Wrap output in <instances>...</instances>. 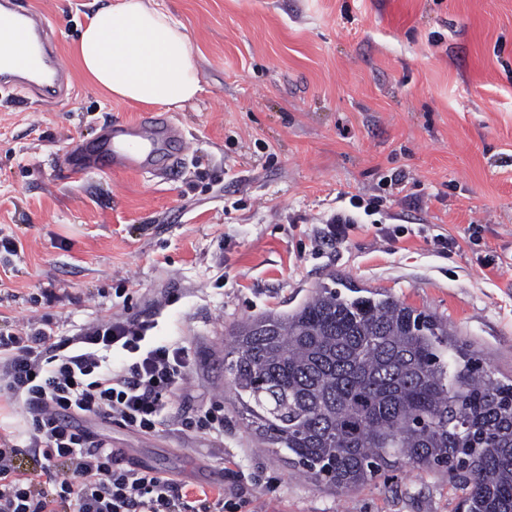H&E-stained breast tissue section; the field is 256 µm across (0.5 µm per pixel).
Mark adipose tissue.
Wrapping results in <instances>:
<instances>
[{
	"label": "adipose tissue",
	"mask_w": 512,
	"mask_h": 512,
	"mask_svg": "<svg viewBox=\"0 0 512 512\" xmlns=\"http://www.w3.org/2000/svg\"><path fill=\"white\" fill-rule=\"evenodd\" d=\"M75 54L90 82L116 99L179 109L202 90L188 33L153 0H114L98 10Z\"/></svg>",
	"instance_id": "ef3b65f1"
}]
</instances>
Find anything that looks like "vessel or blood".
<instances>
[{"label": "vessel or blood", "instance_id": "vessel-or-blood-1", "mask_svg": "<svg viewBox=\"0 0 512 512\" xmlns=\"http://www.w3.org/2000/svg\"><path fill=\"white\" fill-rule=\"evenodd\" d=\"M2 13L11 16L13 26L0 36L12 41L14 48L0 66V88L31 92L46 102H64L68 70L58 48L43 36V17L38 11L20 8L17 0H0ZM180 143L178 128L163 116L111 125L95 140L73 149L70 172L78 175L105 166L140 171L155 157L172 161L180 153Z\"/></svg>", "mask_w": 512, "mask_h": 512}]
</instances>
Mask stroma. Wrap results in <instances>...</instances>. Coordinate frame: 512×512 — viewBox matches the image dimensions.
<instances>
[{
	"instance_id": "35a3bbf8",
	"label": "stroma",
	"mask_w": 512,
	"mask_h": 512,
	"mask_svg": "<svg viewBox=\"0 0 512 512\" xmlns=\"http://www.w3.org/2000/svg\"><path fill=\"white\" fill-rule=\"evenodd\" d=\"M112 0H30L62 53L64 104L0 91V328L61 336L112 312L185 339L188 395L164 432L89 421L134 462L248 512H463L446 472L403 467L340 495L258 447L224 373L233 327L287 314L338 276L437 314L512 379V0H155L203 91L168 118L171 174L64 178L76 140L134 121L78 69L80 25ZM360 207H352L351 198ZM347 237H322L336 211ZM50 302L33 304L41 289ZM224 413V435L181 415Z\"/></svg>"
}]
</instances>
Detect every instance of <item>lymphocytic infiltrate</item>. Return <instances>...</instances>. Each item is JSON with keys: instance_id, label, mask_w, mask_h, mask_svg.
<instances>
[{"instance_id": "f902f5d3", "label": "lymphocytic infiltrate", "mask_w": 512, "mask_h": 512, "mask_svg": "<svg viewBox=\"0 0 512 512\" xmlns=\"http://www.w3.org/2000/svg\"><path fill=\"white\" fill-rule=\"evenodd\" d=\"M151 322L105 315L58 335L50 316L0 330V401L29 416L24 444L0 433V512H238L223 493L191 497L167 473L126 460L86 420L117 422L144 434L162 432L184 394L186 346H145ZM131 363L112 365L114 350ZM42 458L52 489L19 471L16 457Z\"/></svg>"}]
</instances>
